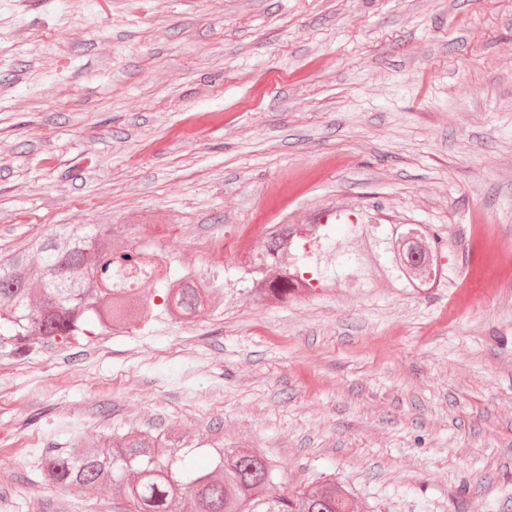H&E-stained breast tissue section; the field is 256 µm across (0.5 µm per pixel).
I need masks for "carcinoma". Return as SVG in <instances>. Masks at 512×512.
<instances>
[{"label":"carcinoma","instance_id":"1","mask_svg":"<svg viewBox=\"0 0 512 512\" xmlns=\"http://www.w3.org/2000/svg\"><path fill=\"white\" fill-rule=\"evenodd\" d=\"M112 231L62 224L0 260L1 362L128 322L146 328L165 314L188 319L234 293L284 303L318 288H364L377 277L411 291L452 287L441 263L445 237L424 224H275L232 280L220 264L201 270L163 260L161 240L142 238L132 225L129 246L114 252ZM205 446L219 477L198 472L180 438L164 432L131 431L79 455L49 446L42 471L51 484L82 491L122 481L129 512H354L351 493L333 480L258 498L275 481L270 459L226 449L221 437Z\"/></svg>","mask_w":512,"mask_h":512}]
</instances>
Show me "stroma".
I'll use <instances>...</instances> for the list:
<instances>
[{"label":"stroma","instance_id":"35a3bbf8","mask_svg":"<svg viewBox=\"0 0 512 512\" xmlns=\"http://www.w3.org/2000/svg\"><path fill=\"white\" fill-rule=\"evenodd\" d=\"M485 227L492 285L379 281L125 326L0 363V512H125L44 444L223 437L354 512H512V0H0V251L57 224L204 240L306 224ZM469 493H461L462 485Z\"/></svg>","mask_w":512,"mask_h":512}]
</instances>
